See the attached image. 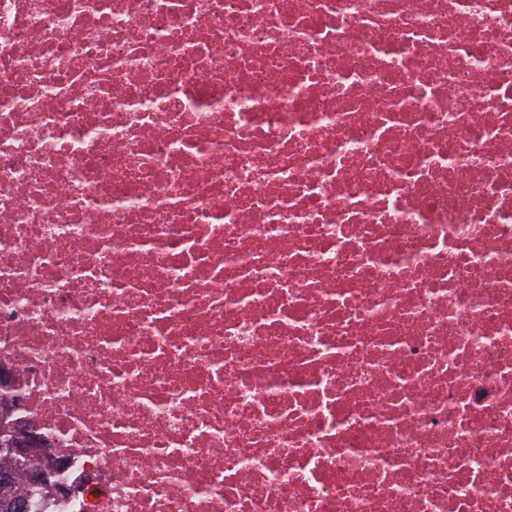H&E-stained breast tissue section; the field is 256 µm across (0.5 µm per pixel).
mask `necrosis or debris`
Returning a JSON list of instances; mask_svg holds the SVG:
<instances>
[{
  "label": "necrosis or debris",
  "instance_id": "4bbe7bcc",
  "mask_svg": "<svg viewBox=\"0 0 512 512\" xmlns=\"http://www.w3.org/2000/svg\"><path fill=\"white\" fill-rule=\"evenodd\" d=\"M1 372L29 512H512V0H0Z\"/></svg>",
  "mask_w": 512,
  "mask_h": 512
}]
</instances>
